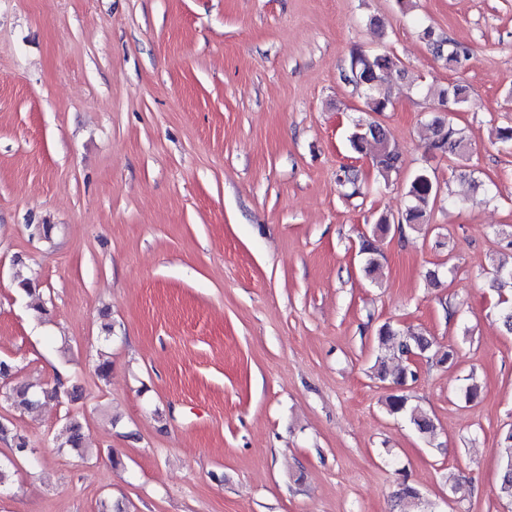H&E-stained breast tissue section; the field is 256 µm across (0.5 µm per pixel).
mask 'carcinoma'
Masks as SVG:
<instances>
[{"instance_id":"1","label":"carcinoma","mask_w":512,"mask_h":512,"mask_svg":"<svg viewBox=\"0 0 512 512\" xmlns=\"http://www.w3.org/2000/svg\"><path fill=\"white\" fill-rule=\"evenodd\" d=\"M423 35L428 39L435 56L439 57L451 69H459L469 59V51L447 37H436L431 28L427 27ZM397 60L388 54H369L355 49L350 54L347 68L343 71V80L364 92L365 111L382 113L389 110L392 102L388 95L382 93V86L389 71L397 67ZM427 95L435 104L447 103L451 107L464 104L468 101L467 87L461 84H452L446 87L431 85ZM466 136L464 131L453 123H448V141L440 148L450 153L463 151ZM352 150L358 154H371L372 166L379 177L387 181L392 174L399 172L402 159L395 144L392 143L387 129L380 124L371 125L363 130H354L349 138ZM437 183L429 173L421 170L410 179L406 196L408 198L405 213L401 215L399 223L406 225L423 224L426 221L431 203L436 199ZM394 218L386 213L379 215L375 230L370 236L361 238L359 253L363 256V271L370 276L381 267V250L378 246V237L391 231ZM488 274L499 286L512 283V265L503 262H494ZM379 355L376 358V376L382 381H390L394 386L403 388L415 380L413 368L405 362V353L429 352L433 341L422 332L411 328L395 329L385 323L378 329ZM56 397L63 395L73 401L80 399V387L69 381L65 384L58 382L51 389L43 388L37 384L28 383L14 386L8 390L4 400L19 412H29L36 409L41 403V397L46 394ZM388 414L401 417L409 422L415 432L425 441L430 442L435 437L436 426L433 418L409 403V398L403 393L389 395L385 400ZM12 457L7 462L0 463V487L10 480V465L14 459L25 457L23 448L28 446L24 435L14 432L11 435ZM501 468L498 482L499 497L512 501V430L504 432L500 439ZM60 448H70L78 453L86 449L85 435L82 424L76 419L66 423L65 435L58 444ZM395 498L411 512H427L426 503L420 497L419 491L408 482H403L395 492Z\"/></svg>"}]
</instances>
